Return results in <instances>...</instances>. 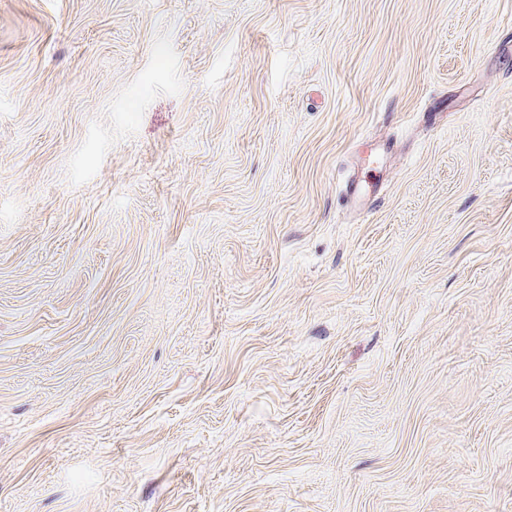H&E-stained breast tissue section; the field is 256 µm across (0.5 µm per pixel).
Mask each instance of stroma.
Masks as SVG:
<instances>
[{
  "label": "stroma",
  "instance_id": "obj_1",
  "mask_svg": "<svg viewBox=\"0 0 512 512\" xmlns=\"http://www.w3.org/2000/svg\"><path fill=\"white\" fill-rule=\"evenodd\" d=\"M0 512H512V0H0Z\"/></svg>",
  "mask_w": 512,
  "mask_h": 512
}]
</instances>
